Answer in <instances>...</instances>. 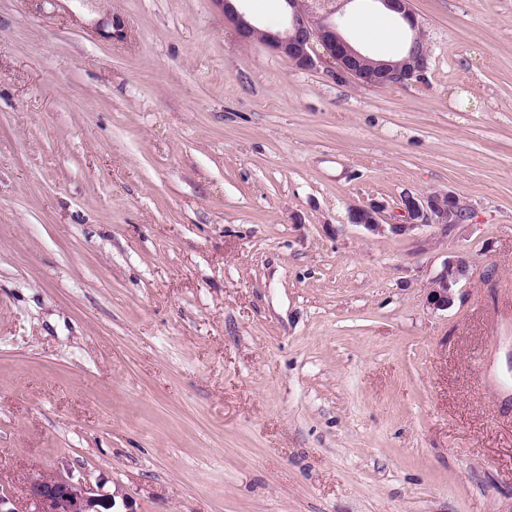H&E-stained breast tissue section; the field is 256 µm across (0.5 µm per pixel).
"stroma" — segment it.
<instances>
[{
  "label": "stroma",
  "instance_id": "1",
  "mask_svg": "<svg viewBox=\"0 0 512 512\" xmlns=\"http://www.w3.org/2000/svg\"><path fill=\"white\" fill-rule=\"evenodd\" d=\"M413 6L427 71L371 89L241 43L215 0H0L18 512L69 471L135 512H512V0ZM343 30L410 40L376 0ZM408 191L470 218L349 223ZM458 256L473 276L432 309ZM386 206L378 201L353 205L349 221L363 226L374 236L414 237L425 227H438L450 235L468 219L465 204L452 193L420 195L405 193L399 204L401 220L389 223L384 215ZM470 265L465 259L447 262L431 281L428 304L435 310H447L454 302L455 289L469 278Z\"/></svg>",
  "mask_w": 512,
  "mask_h": 512
}]
</instances>
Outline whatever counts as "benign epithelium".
Returning a JSON list of instances; mask_svg holds the SVG:
<instances>
[{
	"label": "benign epithelium",
	"mask_w": 512,
	"mask_h": 512,
	"mask_svg": "<svg viewBox=\"0 0 512 512\" xmlns=\"http://www.w3.org/2000/svg\"><path fill=\"white\" fill-rule=\"evenodd\" d=\"M224 19L234 25L243 43L260 42L299 70H310L330 63L359 84L383 89L407 84L425 72L431 53L420 29L412 0H378L395 11L413 31L408 49L397 61H373L357 50L340 32L344 7L352 0H284L288 21L281 28H260L247 19L233 0H215ZM386 206L372 200L349 209V221L364 227L374 236L407 238L427 227H438L451 234L468 219L465 204L452 193L401 197V220L389 223ZM470 265L465 259L451 261L431 281L428 304L446 310L454 302L455 289L469 278ZM32 512H112L115 495L94 489L83 479L61 475L32 477L26 488Z\"/></svg>",
	"instance_id": "1"
}]
</instances>
